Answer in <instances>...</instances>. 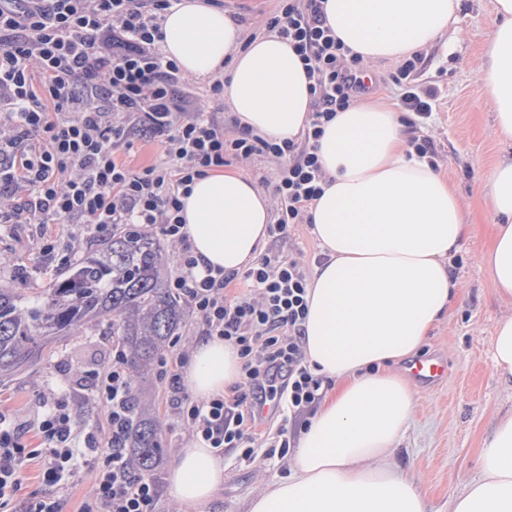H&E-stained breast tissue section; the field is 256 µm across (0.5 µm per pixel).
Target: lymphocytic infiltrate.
<instances>
[{
  "mask_svg": "<svg viewBox=\"0 0 512 512\" xmlns=\"http://www.w3.org/2000/svg\"><path fill=\"white\" fill-rule=\"evenodd\" d=\"M177 0H0V227L34 224L43 255L61 242L56 224H81L103 233L121 224L156 230L174 248L170 288L187 300L206 336L224 338L243 361L240 382L200 401L182 383L183 355L158 358L168 385L173 425L211 447L253 448L268 439L262 407L274 403L283 418L277 431L288 447L287 418L318 403L324 378L304 360L309 269L302 257L268 251L243 274L253 291L232 294L235 274L200 273L183 230L181 198L194 179L235 160L276 159L277 220L271 237H290L309 223L324 173L317 141L324 123L370 94L359 56L326 24L321 0H277L268 31L287 39L312 81V111L301 140L276 141L234 124L208 119L187 90L178 64L164 56L161 22ZM413 55L391 76L416 122L430 118L434 89L413 84L421 62ZM156 140L162 162L141 169L123 160L135 142ZM133 381L120 346L96 378L95 398L108 412V430L86 433L87 447L105 449L93 501L83 512H155L154 480L134 476L127 464ZM37 431L41 448H28L22 427L0 409V506L16 512H62L52 497L18 501L24 462L44 457L43 480L61 483L73 467L74 423L66 395L43 398Z\"/></svg>",
  "mask_w": 512,
  "mask_h": 512,
  "instance_id": "lymphocytic-infiltrate-1",
  "label": "lymphocytic infiltrate"
}]
</instances>
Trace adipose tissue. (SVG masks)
Segmentation results:
<instances>
[{"label": "adipose tissue", "mask_w": 512, "mask_h": 512, "mask_svg": "<svg viewBox=\"0 0 512 512\" xmlns=\"http://www.w3.org/2000/svg\"><path fill=\"white\" fill-rule=\"evenodd\" d=\"M458 0H323L328 26L364 63L398 61L432 44ZM161 49L197 78L225 77L241 125L277 141L308 127L311 79L287 40L242 28L205 0H181L163 20ZM482 81L496 128L512 139V0H496ZM399 113L354 105L325 124L317 154L326 177L312 205V233L325 259L308 286L305 361L340 388L309 420L287 477L255 494L248 512H432L393 459L413 412L412 389L376 365L417 351L457 292L450 273L465 224L456 194L427 160L408 153ZM497 219L486 261L497 294L512 298V157L488 176ZM184 230L199 271L238 273L268 237L271 203L234 173L195 180L183 197ZM242 361L223 339L192 349L184 385L200 400L239 381ZM187 512H210L224 488V460L203 439L169 471ZM448 512H512V413L498 419L480 473Z\"/></svg>", "instance_id": "ef3b65f1"}]
</instances>
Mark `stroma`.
Instances as JSON below:
<instances>
[{"label":"stroma","instance_id":"obj_1","mask_svg":"<svg viewBox=\"0 0 512 512\" xmlns=\"http://www.w3.org/2000/svg\"><path fill=\"white\" fill-rule=\"evenodd\" d=\"M494 4L495 0H459L456 23L423 50L424 62L417 74L419 85L437 90L432 115L421 133L434 140L437 170L455 189L471 226L452 260L457 298L417 351L421 357L445 358L448 377L435 386L413 384V416L394 453L433 512H448L450 497L478 475L481 451L497 418L512 411V386L500 379L492 361L496 325L512 315V303L497 297L484 260L495 225L487 177L502 157L512 156V140L497 135L494 109L480 80ZM40 247V236L31 224H16L0 234V250L15 257L13 266L0 268V285L27 293L56 281L57 261L43 256ZM111 333L109 321L104 320L48 340L34 366L0 382V401L26 424L30 446L40 444L35 428L45 409L39 398L55 389L71 392L77 430L105 426L107 410L93 397L94 376L112 360ZM190 439L184 430L164 431L157 512H186L170 495L167 478L177 453ZM223 457L224 490L213 512H246L249 497L287 476L291 463L290 454L266 443L255 445L248 459L232 448L225 449ZM104 464V454L78 449L76 465L63 488L43 483L39 462L24 464L19 496L53 495L62 499L63 512H80Z\"/></svg>","mask_w":512,"mask_h":512}]
</instances>
